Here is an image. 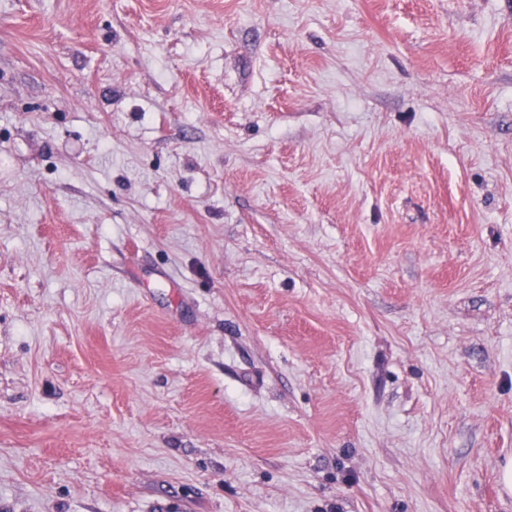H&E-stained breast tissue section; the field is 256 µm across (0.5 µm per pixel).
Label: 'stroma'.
I'll return each instance as SVG.
<instances>
[{
  "mask_svg": "<svg viewBox=\"0 0 512 512\" xmlns=\"http://www.w3.org/2000/svg\"><path fill=\"white\" fill-rule=\"evenodd\" d=\"M512 0H0V512H512Z\"/></svg>",
  "mask_w": 512,
  "mask_h": 512,
  "instance_id": "obj_1",
  "label": "stroma"
}]
</instances>
